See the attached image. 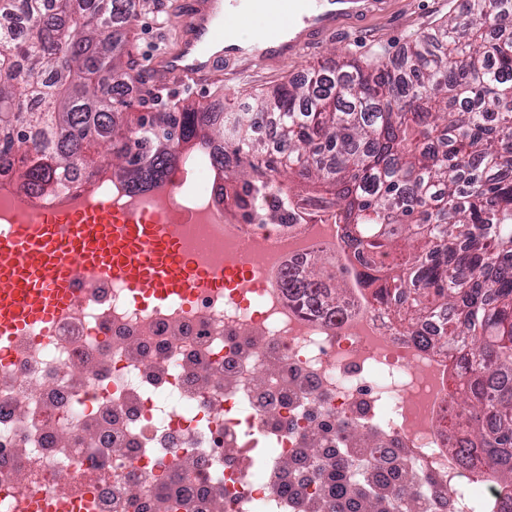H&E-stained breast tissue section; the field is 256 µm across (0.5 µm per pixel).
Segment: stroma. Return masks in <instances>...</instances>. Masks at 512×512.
Segmentation results:
<instances>
[{"mask_svg": "<svg viewBox=\"0 0 512 512\" xmlns=\"http://www.w3.org/2000/svg\"><path fill=\"white\" fill-rule=\"evenodd\" d=\"M469 19V0H385L381 10L345 22L336 34L325 38L301 61L249 68L228 61L219 81L203 87L166 91L162 97L171 102L185 99L209 111L220 104L238 110L260 92L299 78L312 67L343 58L364 63L385 61L395 57L416 33L431 30L445 21L464 24ZM173 33V23L162 9V0H140L136 22L114 31V39L124 42L128 50L126 72L137 80L133 111H151L147 96L154 86L143 77V61L157 49L172 45Z\"/></svg>", "mask_w": 512, "mask_h": 512, "instance_id": "stroma-1", "label": "stroma"}]
</instances>
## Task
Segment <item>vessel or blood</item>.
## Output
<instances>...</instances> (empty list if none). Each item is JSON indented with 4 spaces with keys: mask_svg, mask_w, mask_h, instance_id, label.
<instances>
[{
    "mask_svg": "<svg viewBox=\"0 0 512 512\" xmlns=\"http://www.w3.org/2000/svg\"><path fill=\"white\" fill-rule=\"evenodd\" d=\"M372 0H179L173 48L145 61L155 86L203 85L220 75L223 60L265 66L301 58L341 21L368 13ZM255 41L236 40L239 22ZM123 285L141 305L193 302L202 290L224 286L226 271L181 247L178 227L155 214L130 215L98 205L34 224L0 225V363L5 347L33 327L52 332L83 277Z\"/></svg>",
    "mask_w": 512,
    "mask_h": 512,
    "instance_id": "obj_1",
    "label": "vessel or blood"
}]
</instances>
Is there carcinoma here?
Returning <instances> with one entry per match:
<instances>
[{"label": "carcinoma", "mask_w": 512, "mask_h": 512, "mask_svg": "<svg viewBox=\"0 0 512 512\" xmlns=\"http://www.w3.org/2000/svg\"><path fill=\"white\" fill-rule=\"evenodd\" d=\"M52 3L0 0V170L51 195L88 171L93 142L140 189L177 164L171 145L222 140L225 198L242 216L274 177L300 201L294 183L328 185L376 299L411 333L437 324L428 345L451 361L471 415L462 440L512 461V33L486 34L512 0H470L462 27L421 32L388 62L314 69L221 123L184 105L134 129L100 76L126 67L111 31L140 0H69L62 17ZM319 271L290 270L283 286L319 308Z\"/></svg>", "instance_id": "cac0c4a2"}]
</instances>
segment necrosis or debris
Listing matches in <instances>:
<instances>
[{
  "mask_svg": "<svg viewBox=\"0 0 512 512\" xmlns=\"http://www.w3.org/2000/svg\"><path fill=\"white\" fill-rule=\"evenodd\" d=\"M222 145L182 156L176 183L132 190L117 178L59 198L0 187V223L82 205L149 211L179 227L213 266L246 260L249 278L192 304L135 305L122 285L86 280L51 338L40 328L0 368V512L31 495L82 512H331L330 472L364 487L405 479L387 512H512L497 464L457 455L468 413L446 360L371 299L335 208L265 214L287 194L271 183L256 216L224 205ZM323 256L342 277L336 315L314 317L280 286L288 264Z\"/></svg>",
  "mask_w": 512,
  "mask_h": 512,
  "instance_id": "4bbe7bcc",
  "label": "necrosis or debris"
}]
</instances>
